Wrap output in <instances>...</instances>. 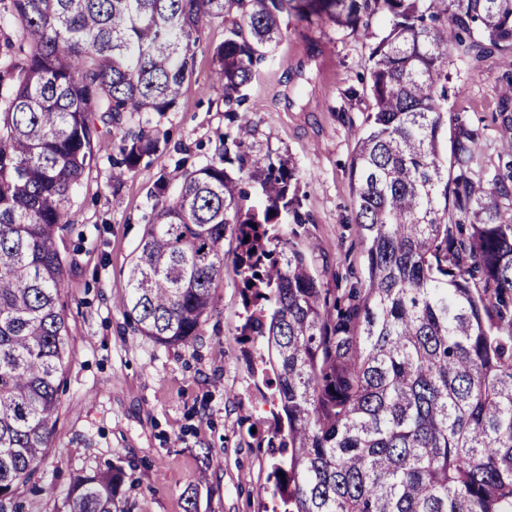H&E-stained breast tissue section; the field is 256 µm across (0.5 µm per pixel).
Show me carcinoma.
Listing matches in <instances>:
<instances>
[{"label": "carcinoma", "instance_id": "1", "mask_svg": "<svg viewBox=\"0 0 512 512\" xmlns=\"http://www.w3.org/2000/svg\"><path fill=\"white\" fill-rule=\"evenodd\" d=\"M291 13L362 38L374 15L387 22L350 166L363 276L322 288L298 242L302 175L234 138L155 185L179 193L138 245L123 314L158 345L196 342L234 238L253 309L240 335L274 356L287 421L267 442L284 457L269 475L284 512H512V145L489 167L484 129L455 114L449 164L440 151L454 49L500 56L497 112L512 121V0H0V508L19 512L57 432L64 232L103 148L95 114L173 110L205 28L234 14L213 89L247 128L243 91ZM157 149L122 134L112 177ZM125 478L77 477L69 512H128Z\"/></svg>", "mask_w": 512, "mask_h": 512}]
</instances>
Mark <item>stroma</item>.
Masks as SVG:
<instances>
[{
    "label": "stroma",
    "mask_w": 512,
    "mask_h": 512,
    "mask_svg": "<svg viewBox=\"0 0 512 512\" xmlns=\"http://www.w3.org/2000/svg\"><path fill=\"white\" fill-rule=\"evenodd\" d=\"M384 26L375 18L364 39L324 17L283 18V37L257 65L241 106L250 153L293 162L305 175L300 193L310 221L299 227V242L312 274L332 291L345 287L349 272L364 271L359 238L346 223L352 129L372 105L363 88ZM227 27L219 19L205 29L177 106L141 114L158 150L122 182L112 180L114 128L99 126L105 149L72 196L63 290L70 362L57 434L41 469L18 489L24 512H69L74 479L112 466L132 476L122 487L130 512H183L189 495L198 512L273 510L267 439L282 409L272 401L263 348L237 339L248 312L233 266H225L206 334L192 346L155 344L133 331L118 305L146 224L166 203L154 196L155 184L177 160L197 167L217 158L238 134L212 89L213 54ZM448 70V112L467 113L496 144L512 143L496 112V57L454 53ZM352 87L360 97H347Z\"/></svg>",
    "instance_id": "stroma-1"
}]
</instances>
